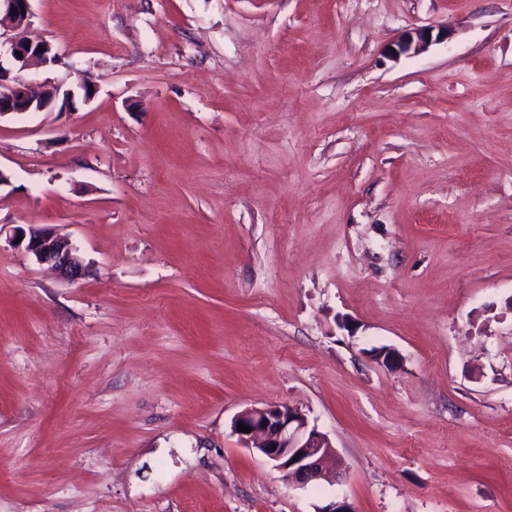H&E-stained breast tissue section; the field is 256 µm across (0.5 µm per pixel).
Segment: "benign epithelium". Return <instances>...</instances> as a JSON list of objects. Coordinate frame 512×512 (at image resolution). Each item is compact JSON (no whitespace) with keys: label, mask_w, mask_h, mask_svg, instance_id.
Listing matches in <instances>:
<instances>
[{"label":"benign epithelium","mask_w":512,"mask_h":512,"mask_svg":"<svg viewBox=\"0 0 512 512\" xmlns=\"http://www.w3.org/2000/svg\"><path fill=\"white\" fill-rule=\"evenodd\" d=\"M32 14L31 0H0V47L8 53L18 75L5 81L0 71V88L8 89L6 98L0 99V118L7 115H25L52 109L59 100L61 86L57 85L42 94L32 92L23 81L22 72L30 60L39 59L45 65L57 62V53L51 44L33 42L27 36ZM448 36V31L433 32V28H416L403 34L391 44L390 53L395 57L418 54ZM22 57H17V53ZM11 240L14 247L24 249L40 264H48L68 281L82 279L89 272L79 249L72 241L49 228L18 227ZM379 364L391 368L399 360V352L391 347L371 352ZM251 428L248 433L239 431L238 424ZM232 429L245 448L253 449L273 464L283 474L288 484L305 488L326 477L329 461L336 460V449L326 434L310 424L307 414L286 403H271L262 407L246 408L239 412Z\"/></svg>","instance_id":"7a95c632"}]
</instances>
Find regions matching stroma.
Listing matches in <instances>:
<instances>
[{"instance_id": "1", "label": "stroma", "mask_w": 512, "mask_h": 512, "mask_svg": "<svg viewBox=\"0 0 512 512\" xmlns=\"http://www.w3.org/2000/svg\"><path fill=\"white\" fill-rule=\"evenodd\" d=\"M32 12L24 81L97 93L0 119V512H512V0ZM279 402L336 483L240 445ZM446 36L448 37V30H439L435 39H433L432 27L416 28L413 31L406 32L391 44L390 53L394 57L418 54L428 49L433 41L442 40ZM22 235V240H15ZM11 243L15 248H23L40 264H48L68 281L82 279L89 272V263L85 262L79 249L72 241L49 228L18 227L14 230Z\"/></svg>"}]
</instances>
